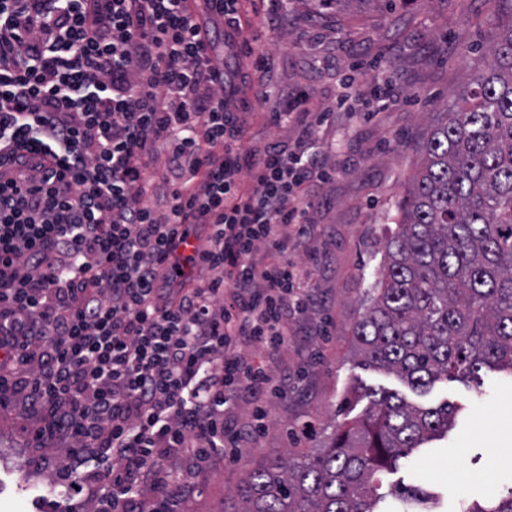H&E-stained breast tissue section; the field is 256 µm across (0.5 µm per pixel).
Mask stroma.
Masks as SVG:
<instances>
[{"label":"stroma","instance_id":"obj_1","mask_svg":"<svg viewBox=\"0 0 512 512\" xmlns=\"http://www.w3.org/2000/svg\"><path fill=\"white\" fill-rule=\"evenodd\" d=\"M272 0H249L251 54L269 58L271 72L259 88L267 102L249 97L245 151L273 142L295 144L299 131L271 124L268 113L283 94L309 95L327 122L314 125L309 145L328 172L314 188L304 219L315 236L292 253L302 287L315 304L294 320L300 334L288 346L270 351L243 348L247 361L267 365L271 388L245 394L239 421L256 409L268 415L263 434L245 437L233 463L191 474V489L172 502L174 512H223L224 498L254 467L286 452L300 458L328 444L335 429L362 416L372 392L399 393L412 403L459 406L455 425L443 439L401 459L385 474L387 495L380 512H399L391 489L417 485L440 496V512L485 506L512 490V376L483 370L474 389L461 381L436 382L418 395L396 375L364 366L352 346L351 327L363 312L365 292L375 280L388 231L383 217L405 193L404 184L419 163L415 148L433 113L442 111L485 62L495 39L501 0H413L393 14L366 12L314 18L304 0H289L290 23L268 32L262 19ZM379 83L399 91L394 103L375 112L365 109L363 89ZM31 423L14 406L0 408V512H96L95 501L65 497L63 464L71 443L61 439L37 446ZM466 480L449 479L453 463Z\"/></svg>","mask_w":512,"mask_h":512}]
</instances>
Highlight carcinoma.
Segmentation results:
<instances>
[{"mask_svg": "<svg viewBox=\"0 0 512 512\" xmlns=\"http://www.w3.org/2000/svg\"><path fill=\"white\" fill-rule=\"evenodd\" d=\"M313 9L393 13L411 0H311ZM489 60L450 95L422 135L420 163L390 217L384 262L352 327L364 366L423 393L450 375L480 386L485 368L512 375V0ZM362 418L307 460L278 454L234 488L235 512H375L378 473L443 436L459 407L372 394ZM403 512H435L417 487Z\"/></svg>", "mask_w": 512, "mask_h": 512, "instance_id": "obj_1", "label": "carcinoma"}]
</instances>
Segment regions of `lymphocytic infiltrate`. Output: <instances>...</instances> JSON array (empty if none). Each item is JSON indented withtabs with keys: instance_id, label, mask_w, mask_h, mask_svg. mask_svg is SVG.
Segmentation results:
<instances>
[{
	"instance_id": "lymphocytic-infiltrate-1",
	"label": "lymphocytic infiltrate",
	"mask_w": 512,
	"mask_h": 512,
	"mask_svg": "<svg viewBox=\"0 0 512 512\" xmlns=\"http://www.w3.org/2000/svg\"><path fill=\"white\" fill-rule=\"evenodd\" d=\"M212 2L202 24L190 0H0V407L71 441L67 486L99 512H166L236 458L237 401L272 381L241 350L287 345L313 302L290 255L323 173L302 143L242 166L250 82L224 87L211 54L243 39L246 0ZM160 149L181 184L159 211ZM180 224L203 242L184 281Z\"/></svg>"
}]
</instances>
